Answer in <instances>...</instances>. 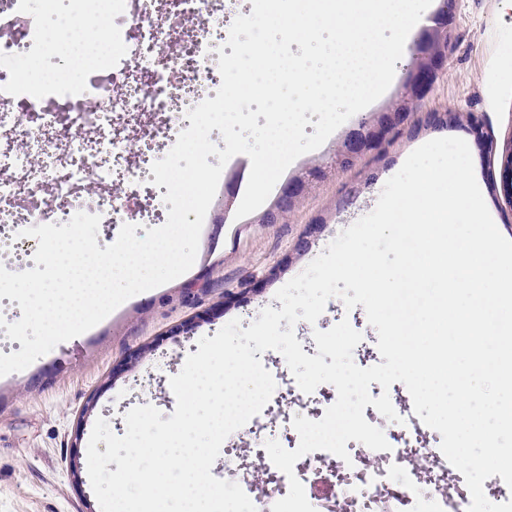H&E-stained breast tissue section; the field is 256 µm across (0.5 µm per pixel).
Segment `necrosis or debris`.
<instances>
[{
  "instance_id": "1",
  "label": "necrosis or debris",
  "mask_w": 512,
  "mask_h": 512,
  "mask_svg": "<svg viewBox=\"0 0 512 512\" xmlns=\"http://www.w3.org/2000/svg\"><path fill=\"white\" fill-rule=\"evenodd\" d=\"M98 0H57L74 23L99 15L109 41L84 51L62 52L48 36L49 22L38 19L27 0H0V159L12 173L0 180V241L16 240L27 225L44 220L41 200L30 191L36 171L14 153V139L39 138L64 144L48 179L56 191L55 224L77 212L99 215L105 241L117 225L162 224L167 219L166 187L151 183L152 164L188 129L189 109L215 97L221 85L217 50L228 38L232 14L250 15L251 0L228 12L224 0H110L96 13ZM49 54L38 93L20 74L33 57ZM138 72L139 80L125 74ZM105 131L101 146L76 138L75 130ZM273 404H287L278 424L265 427L266 413L254 416L224 443V472L268 512L273 498L289 491L287 476L271 462L265 444L279 441L295 449L299 435L293 417L311 412L322 419L337 399L318 386L304 393L294 378L274 372ZM400 422L373 406L365 419L383 430L389 450L375 451L348 441L349 460L327 451L301 457L294 466L316 512H467L470 492L463 475L442 454V436L395 403ZM247 441L251 463L240 462L235 445Z\"/></svg>"
}]
</instances>
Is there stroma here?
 <instances>
[{"label":"stroma","instance_id":"1","mask_svg":"<svg viewBox=\"0 0 512 512\" xmlns=\"http://www.w3.org/2000/svg\"><path fill=\"white\" fill-rule=\"evenodd\" d=\"M448 8L446 60L401 131L346 168L336 155L364 121L390 111L395 85L368 112L351 117L318 149L296 159L265 203L236 218L237 175L224 166L207 212L193 266L177 279L135 295L80 336L58 344L29 367L0 377V512H99L87 471L97 419L124 428L132 407L152 404L171 416L167 387L200 338L231 320L249 327L276 292L324 252L345 228L370 213L385 182L425 142L464 139L476 181L504 237L512 205L500 190L502 150L512 138V8L505 0H434ZM481 117L484 138L434 114ZM303 187L290 210L276 205L289 185ZM196 296H187L189 288Z\"/></svg>","mask_w":512,"mask_h":512}]
</instances>
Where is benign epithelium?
<instances>
[{
    "label": "benign epithelium",
    "instance_id": "1",
    "mask_svg": "<svg viewBox=\"0 0 512 512\" xmlns=\"http://www.w3.org/2000/svg\"><path fill=\"white\" fill-rule=\"evenodd\" d=\"M447 27L448 5L445 4L434 25L422 33L421 39L413 48L412 62L407 69L402 103L386 113L382 120L373 124L362 123L360 129L346 139L338 158L340 166H349L356 157L382 144L404 124L411 106L435 79L444 58L439 45L441 38L447 34ZM502 190L507 195L509 202L512 203V148L505 156L502 166Z\"/></svg>",
    "mask_w": 512,
    "mask_h": 512
}]
</instances>
